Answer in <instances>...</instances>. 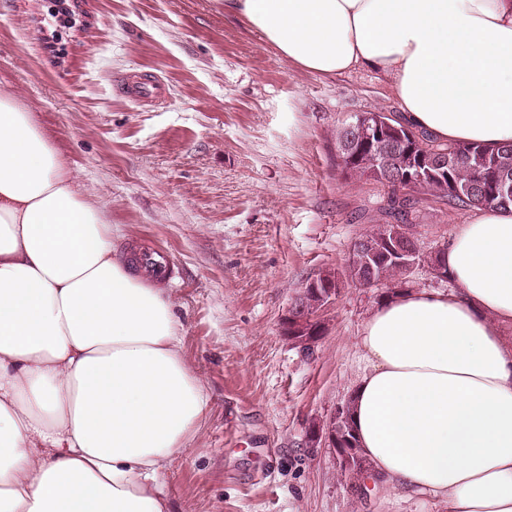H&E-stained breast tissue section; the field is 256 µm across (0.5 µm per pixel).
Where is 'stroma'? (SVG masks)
<instances>
[{
  "instance_id": "1",
  "label": "stroma",
  "mask_w": 512,
  "mask_h": 512,
  "mask_svg": "<svg viewBox=\"0 0 512 512\" xmlns=\"http://www.w3.org/2000/svg\"><path fill=\"white\" fill-rule=\"evenodd\" d=\"M49 45L51 0H0V87L11 91L117 229L118 254L171 260L164 278L182 355L209 410L164 481L173 512H444L371 480L350 486L333 454L305 446L362 373L357 345L381 288L343 282L311 350L281 321L303 284L343 274L353 241L382 223L385 188L345 177L336 130L399 115L383 74L307 71L223 0H76ZM153 73L156 106L118 91ZM413 227L434 257L469 213L425 195Z\"/></svg>"
}]
</instances>
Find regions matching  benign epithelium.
Listing matches in <instances>:
<instances>
[{
    "instance_id": "7a95c632",
    "label": "benign epithelium",
    "mask_w": 512,
    "mask_h": 512,
    "mask_svg": "<svg viewBox=\"0 0 512 512\" xmlns=\"http://www.w3.org/2000/svg\"><path fill=\"white\" fill-rule=\"evenodd\" d=\"M391 123L384 118L374 115L360 114L354 121L343 126L344 134L341 146L344 149L343 158L357 161L364 149L371 150L376 163L382 168L392 171L397 186H406L420 191L426 190L428 182L438 177L448 167L450 158L428 157L419 161L416 172L410 173L407 168L399 167L391 170L394 157L398 155V141L389 136ZM402 230L391 228V236L395 246L390 248L388 258L395 262L417 265L411 260L416 255L410 247H404L398 239ZM340 291L339 277L336 273L320 281L312 279L301 288L296 295L288 313L282 320V333L293 344L301 348H313L319 341L316 332L310 328L312 323H323V313L336 299ZM349 437L336 427V415L327 419H318L311 423L307 433V443L310 448H328L336 457L338 466L352 468L354 466L368 469V463L358 447H348Z\"/></svg>"
}]
</instances>
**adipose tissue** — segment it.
<instances>
[{
    "label": "adipose tissue",
    "mask_w": 512,
    "mask_h": 512,
    "mask_svg": "<svg viewBox=\"0 0 512 512\" xmlns=\"http://www.w3.org/2000/svg\"><path fill=\"white\" fill-rule=\"evenodd\" d=\"M327 76L368 67L443 141L512 143V0H224ZM450 287L377 307L352 419L369 475L446 512H512V209L442 256ZM173 301L0 89V512H171L163 480L209 407Z\"/></svg>",
    "instance_id": "adipose-tissue-1"
}]
</instances>
